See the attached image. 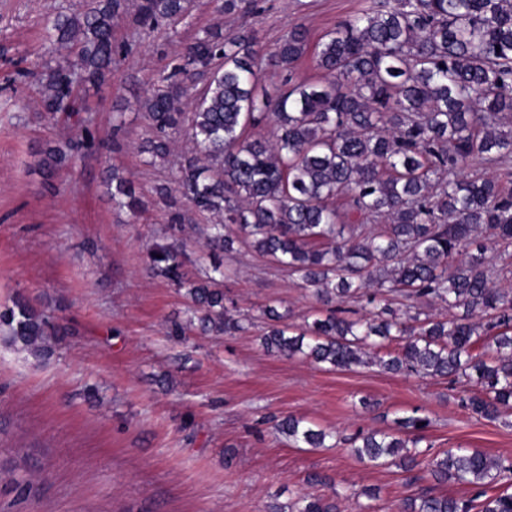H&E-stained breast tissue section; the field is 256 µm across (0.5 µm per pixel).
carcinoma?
<instances>
[{"label":"carcinoma","instance_id":"cac0c4a2","mask_svg":"<svg viewBox=\"0 0 512 512\" xmlns=\"http://www.w3.org/2000/svg\"><path fill=\"white\" fill-rule=\"evenodd\" d=\"M129 0H88L79 14L60 13L56 41L76 43L38 76L44 112L64 113L79 133L48 149L51 175L95 143L93 119L76 107L77 89L97 88L130 47L113 37ZM190 0H134L135 21L154 29L189 12ZM235 31L210 26L189 42L141 102L150 136L139 144L149 167L168 162L174 138L190 144L172 181L156 188L168 211L170 241L155 244L148 268L200 312L199 328L215 335L253 325L227 314L221 264L198 280L186 277L181 203L215 219L206 225L213 257L239 236L297 276L328 306L323 317L294 327L277 308L261 310L262 347L302 356L328 370L378 366L473 383L463 408L496 419L512 409V284L487 253L512 246V0H366L314 50L320 76L293 80L309 49L304 24L292 25L267 57L245 19L259 0H224ZM280 69L282 85L256 92L263 64ZM205 83L193 97L187 84ZM271 123L270 139L248 129ZM112 199L136 213L132 185L112 171ZM341 205H336L338 199ZM366 300L367 315L350 317ZM438 302L444 317L423 314ZM19 351L46 355L66 335L32 303L0 307V331ZM426 417L394 420L390 431H360L348 451L374 466L422 468L423 480L472 488L469 499L425 489L402 498L395 512H512L506 464L471 448H420ZM277 430L293 444L326 447L331 434L287 416ZM340 496L300 495L271 512H341Z\"/></svg>","mask_w":512,"mask_h":512}]
</instances>
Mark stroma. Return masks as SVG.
Listing matches in <instances>:
<instances>
[{
	"mask_svg": "<svg viewBox=\"0 0 512 512\" xmlns=\"http://www.w3.org/2000/svg\"><path fill=\"white\" fill-rule=\"evenodd\" d=\"M363 0H265L253 19L264 54L304 22L318 43ZM86 0H0V304L25 296L60 318L69 334L47 358L0 342V512H270L303 494L338 490L343 512H361L376 487L375 512H392L425 481L396 466L360 462L343 445L357 430L392 428L419 411L432 424L435 450L477 448L512 460V427L462 409L446 381L394 375L378 367L328 371L302 357L267 353L259 327L234 335L189 328L194 311L182 290L146 270L165 241L168 212L155 187L176 164L151 168L134 149L148 121L141 102L154 78L176 62L198 30H235L223 0H192L187 17L154 30L133 14L115 22L117 42L132 46L111 81L76 105L98 139L123 112L132 143L87 153L43 187L40 152L72 136L65 117L43 115L40 90L17 72L49 58L52 19ZM117 169L145 203L138 215L116 205L103 176ZM184 269H211L207 215L184 205ZM229 315L274 306L290 323L325 314L310 288L247 242L222 256ZM187 324L183 336L172 321ZM294 415L334 432L332 448H298L274 429ZM324 477L312 484L313 475ZM29 483L20 498L15 481Z\"/></svg>",
	"mask_w": 512,
	"mask_h": 512,
	"instance_id": "35a3bbf8",
	"label": "stroma"
}]
</instances>
